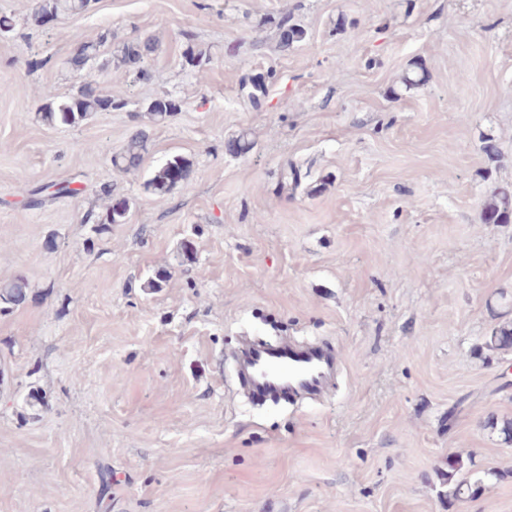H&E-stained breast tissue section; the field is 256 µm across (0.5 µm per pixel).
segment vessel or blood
Masks as SVG:
<instances>
[{
  "mask_svg": "<svg viewBox=\"0 0 512 512\" xmlns=\"http://www.w3.org/2000/svg\"><path fill=\"white\" fill-rule=\"evenodd\" d=\"M236 359L239 376L252 400L263 404L276 397L309 394L319 390L336 364L333 350L288 344L272 348L244 345Z\"/></svg>",
  "mask_w": 512,
  "mask_h": 512,
  "instance_id": "obj_1",
  "label": "vessel or blood"
}]
</instances>
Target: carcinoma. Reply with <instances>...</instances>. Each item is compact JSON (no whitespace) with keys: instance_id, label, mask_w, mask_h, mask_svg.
Segmentation results:
<instances>
[{"instance_id":"1","label":"carcinoma","mask_w":512,"mask_h":512,"mask_svg":"<svg viewBox=\"0 0 512 512\" xmlns=\"http://www.w3.org/2000/svg\"><path fill=\"white\" fill-rule=\"evenodd\" d=\"M91 0H38L33 19L42 25L47 22V15L56 16L62 13L79 14L89 10ZM306 37L305 31L285 18L280 24L281 45L287 47L300 42ZM159 49V42L154 38L140 39L132 42L115 43L112 34L103 30L96 38L86 40L76 37L74 47L67 59V64L75 68H85L96 63L102 69H131L137 68L145 57ZM46 103L40 109V119L48 125L76 126L96 112H110L121 108L124 102L112 98L96 81L90 80L82 84L77 92L70 97L60 98L47 89L44 91ZM180 104L168 97L161 96L152 100L146 112L155 123L166 121L173 113L179 111ZM148 133L137 130L118 151L110 145L103 146V152L110 157L113 170L118 173H128L138 169L144 161L147 152ZM192 171L191 162L181 156H175L158 167L147 182V187L156 194H165L179 183L187 180ZM128 212L124 199L110 202L101 214L90 215V219L98 221L105 219L102 226L122 224ZM485 224H508L512 222V195L507 191L498 193L494 199L486 203L481 213ZM28 299V284L24 277L16 276L0 283V312H8L19 308ZM486 347L491 350L512 348V325H501L494 328L488 336ZM463 477L456 478L457 474ZM500 478L493 471L481 474L474 473L468 468L461 457L448 460V498L459 500L464 496L478 495L485 482Z\"/></svg>"}]
</instances>
